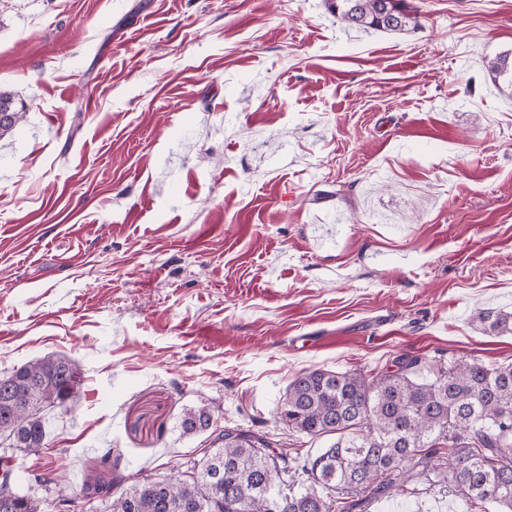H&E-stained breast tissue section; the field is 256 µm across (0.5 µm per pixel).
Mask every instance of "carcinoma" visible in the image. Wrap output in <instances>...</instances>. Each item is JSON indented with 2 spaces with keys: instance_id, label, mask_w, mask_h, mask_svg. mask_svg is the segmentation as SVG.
I'll use <instances>...</instances> for the list:
<instances>
[{
  "instance_id": "cac0c4a2",
  "label": "carcinoma",
  "mask_w": 512,
  "mask_h": 512,
  "mask_svg": "<svg viewBox=\"0 0 512 512\" xmlns=\"http://www.w3.org/2000/svg\"><path fill=\"white\" fill-rule=\"evenodd\" d=\"M345 29L402 32L418 25L409 0H327ZM25 102L0 90V139L27 114ZM472 322L490 334H512V312L482 309ZM429 377L420 382L421 370ZM81 373L68 357L48 354L0 377V446L37 454L46 438L45 415L70 408ZM214 418L207 405L184 410V436L206 432ZM288 429L335 441L314 455L274 449L266 435L224 429L211 439L209 465L189 479L169 478L123 485V478H95L86 489L103 512H353L357 491H402L388 479L415 457L442 454L443 479L461 491L459 512H512V364L490 368L476 360L426 364L404 354L396 370H312L299 373L277 407ZM13 455L0 456V512H46L45 500L14 488ZM305 479L283 491L288 462ZM55 508L73 512L77 497L55 480Z\"/></svg>"
}]
</instances>
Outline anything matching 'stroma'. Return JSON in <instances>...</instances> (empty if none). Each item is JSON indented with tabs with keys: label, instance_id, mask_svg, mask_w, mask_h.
I'll list each match as a JSON object with an SVG mask.
<instances>
[{
	"label": "stroma",
	"instance_id": "1",
	"mask_svg": "<svg viewBox=\"0 0 512 512\" xmlns=\"http://www.w3.org/2000/svg\"><path fill=\"white\" fill-rule=\"evenodd\" d=\"M418 28L343 30L325 0H0V375L61 354L18 491L80 494L201 456L184 409L316 453L276 419L316 369L512 363V0H411ZM444 461L362 512H457ZM27 111L25 102L11 92L0 90V139L11 133L25 119ZM472 322L490 334H512V312L482 309L472 314ZM213 418L214 411L207 405L185 409L179 422L182 435L193 437L205 433Z\"/></svg>",
	"mask_w": 512,
	"mask_h": 512
}]
</instances>
